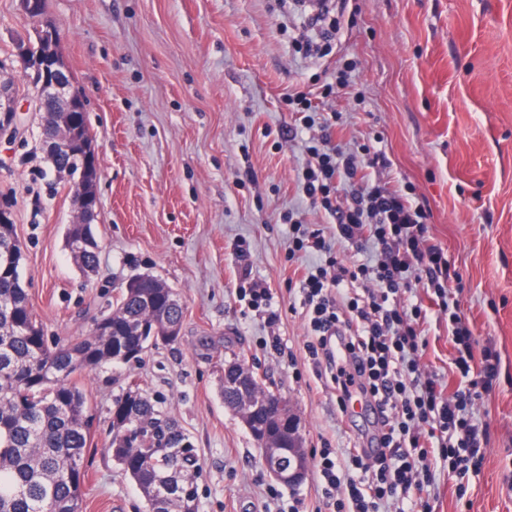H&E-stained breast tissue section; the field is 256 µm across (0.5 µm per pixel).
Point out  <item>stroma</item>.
Listing matches in <instances>:
<instances>
[{"label": "stroma", "instance_id": "obj_1", "mask_svg": "<svg viewBox=\"0 0 512 512\" xmlns=\"http://www.w3.org/2000/svg\"><path fill=\"white\" fill-rule=\"evenodd\" d=\"M98 151L99 265L89 274L65 243L67 185L40 149L42 114L21 77L15 41L32 22L0 0V70L14 78L20 132L0 138V195L13 202L30 304L50 341L88 335L122 287L152 275L178 293L177 341L140 360L79 376L92 444L83 512H145L108 454L112 402L139 388L191 436L203 471L197 512H325L315 472L295 488L266 469L239 415L224 405L226 360L273 384L301 421L309 456L344 451L375 431L365 403L340 408L308 359L291 220L329 226L301 190L305 135H291L288 94L353 65L348 86L317 100L338 112L341 142L378 138L388 163L369 181L411 190L459 275L460 315L498 359L475 405L487 445L476 473L440 470L430 512H512V0H349L333 51L307 54L314 33L293 0H45ZM267 289L276 322L240 288ZM424 372L450 379L448 318L425 327Z\"/></svg>", "mask_w": 512, "mask_h": 512}]
</instances>
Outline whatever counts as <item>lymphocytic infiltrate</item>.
<instances>
[{
	"mask_svg": "<svg viewBox=\"0 0 512 512\" xmlns=\"http://www.w3.org/2000/svg\"><path fill=\"white\" fill-rule=\"evenodd\" d=\"M288 104L310 132L306 148L312 161L301 176L306 198L333 218L337 239L350 243L366 235L380 247L378 255L348 267L330 256L323 231L292 238V252L325 257L300 278L310 357L317 371L329 374L340 402L360 393L378 417L375 455L362 445L341 455L325 449L316 475L335 502L333 512H382L392 499L394 512H426L424 494L435 466H461L487 444L469 406L492 384L495 357L474 350L450 291L448 257L428 239L426 209L401 191L359 179V170L384 163L382 151L370 143L343 149L336 142L339 114L316 120L306 94L289 95ZM344 182L350 192L341 203L337 193ZM365 281L372 289L337 304V294ZM415 286L423 298L406 303L405 293ZM435 311L447 315L455 348L450 371L459 382L451 391L438 378L417 374L426 347L424 325Z\"/></svg>",
	"mask_w": 512,
	"mask_h": 512,
	"instance_id": "1",
	"label": "lymphocytic infiltrate"
}]
</instances>
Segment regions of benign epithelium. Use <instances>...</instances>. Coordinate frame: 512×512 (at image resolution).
<instances>
[{
  "label": "benign epithelium",
  "instance_id": "obj_1",
  "mask_svg": "<svg viewBox=\"0 0 512 512\" xmlns=\"http://www.w3.org/2000/svg\"><path fill=\"white\" fill-rule=\"evenodd\" d=\"M18 58L25 81L37 91L45 111L52 120L42 129V145L46 154L68 159L67 177L76 186L71 195L73 224H92L98 211L97 184L100 175L98 156L94 141L78 137L74 113H85L84 97L73 86L70 72L64 61L60 34L56 26L44 21L33 30V37L18 44ZM16 90L12 83L0 79V132L14 128L18 112ZM140 332L151 340L166 341L178 333V327L169 325L160 328V323L151 315L141 322ZM224 385L248 391L249 409L243 422L251 426L257 411L274 403L277 394L262 389L255 390L254 375L237 365L224 367ZM253 438L268 446L265 466L277 481L288 485H299L306 477L309 457L299 445L284 452L266 441L268 433L250 430Z\"/></svg>",
  "mask_w": 512,
  "mask_h": 512
}]
</instances>
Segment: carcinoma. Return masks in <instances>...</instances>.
Listing matches in <instances>:
<instances>
[{
	"label": "carcinoma",
	"mask_w": 512,
	"mask_h": 512,
	"mask_svg": "<svg viewBox=\"0 0 512 512\" xmlns=\"http://www.w3.org/2000/svg\"><path fill=\"white\" fill-rule=\"evenodd\" d=\"M22 250L14 224H0V512H82L84 458L91 433L86 397L74 376L127 363L149 313L182 324L170 288L131 283L103 316L105 335L50 343L29 304L9 248ZM85 272L98 252L72 254ZM108 451L133 480L148 512H196L202 465L194 443L155 402L128 390L112 405Z\"/></svg>",
	"instance_id": "cac0c4a2"
}]
</instances>
